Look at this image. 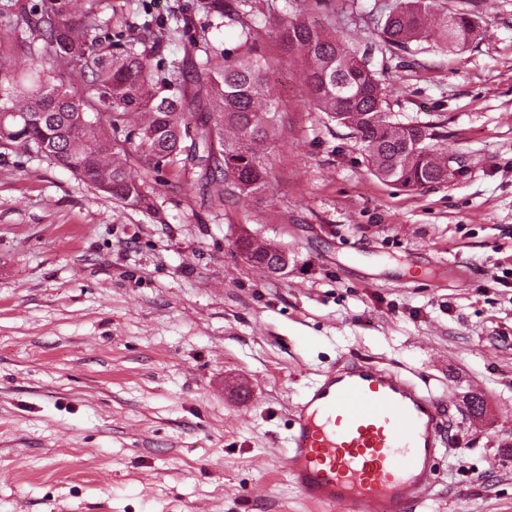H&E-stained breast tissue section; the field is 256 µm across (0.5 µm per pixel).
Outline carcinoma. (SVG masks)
Masks as SVG:
<instances>
[{
    "mask_svg": "<svg viewBox=\"0 0 512 512\" xmlns=\"http://www.w3.org/2000/svg\"><path fill=\"white\" fill-rule=\"evenodd\" d=\"M74 3L37 0L0 41V147L43 154L127 207L153 209V183L169 171L198 177L224 207L262 197L280 115L268 86L277 59L266 54L256 0H210L214 18L238 26L239 45L217 55L190 36L184 58L165 72L153 63L160 42L150 29L119 46L103 32L109 21L99 18L98 0H82L79 11ZM377 29L390 50L427 42L442 53L478 33L476 14L447 0H395ZM271 33L283 53L304 60L310 107L325 125L349 130L371 175L403 190L445 181V124L422 129L391 118L367 52L301 9L276 18ZM20 57L30 66L16 68ZM235 245L269 273L291 260L287 248L249 232Z\"/></svg>",
    "mask_w": 512,
    "mask_h": 512,
    "instance_id": "cac0c4a2",
    "label": "carcinoma"
}]
</instances>
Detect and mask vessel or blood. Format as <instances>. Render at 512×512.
<instances>
[{
  "mask_svg": "<svg viewBox=\"0 0 512 512\" xmlns=\"http://www.w3.org/2000/svg\"><path fill=\"white\" fill-rule=\"evenodd\" d=\"M287 473L319 512H416L450 447L437 399L401 370L339 357L293 406Z\"/></svg>",
  "mask_w": 512,
  "mask_h": 512,
  "instance_id": "vessel-or-blood-1",
  "label": "vessel or blood"
}]
</instances>
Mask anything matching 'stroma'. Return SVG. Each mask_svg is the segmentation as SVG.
<instances>
[{"label":"stroma","instance_id":"1","mask_svg":"<svg viewBox=\"0 0 512 512\" xmlns=\"http://www.w3.org/2000/svg\"><path fill=\"white\" fill-rule=\"evenodd\" d=\"M207 0H102L113 38L185 24L238 45ZM394 0L310 19L360 41L401 121L444 122L451 181L372 176L310 109L303 65L268 74L284 131L259 199L212 207L165 176L123 206L43 156L0 148V512H310L283 457L290 408L342 355L402 369L450 416L418 512H512V0H473L480 32L443 54L389 51ZM286 246L276 276L242 232ZM482 397L471 415L466 398Z\"/></svg>","mask_w":512,"mask_h":512}]
</instances>
